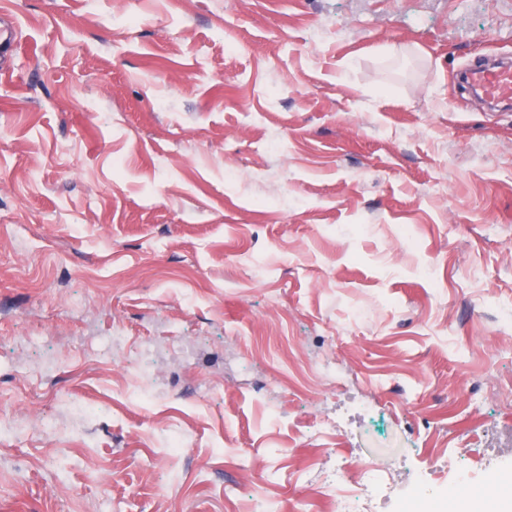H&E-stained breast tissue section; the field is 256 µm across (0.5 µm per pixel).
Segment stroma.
Segmentation results:
<instances>
[{
    "label": "stroma",
    "mask_w": 512,
    "mask_h": 512,
    "mask_svg": "<svg viewBox=\"0 0 512 512\" xmlns=\"http://www.w3.org/2000/svg\"><path fill=\"white\" fill-rule=\"evenodd\" d=\"M1 13L0 418L28 430L0 445V512H334L310 470L336 459L400 491L426 464L449 487L454 459L483 490L448 512H502L512 110L459 75L512 58V0ZM271 448L273 482L228 463Z\"/></svg>",
    "instance_id": "35a3bbf8"
}]
</instances>
